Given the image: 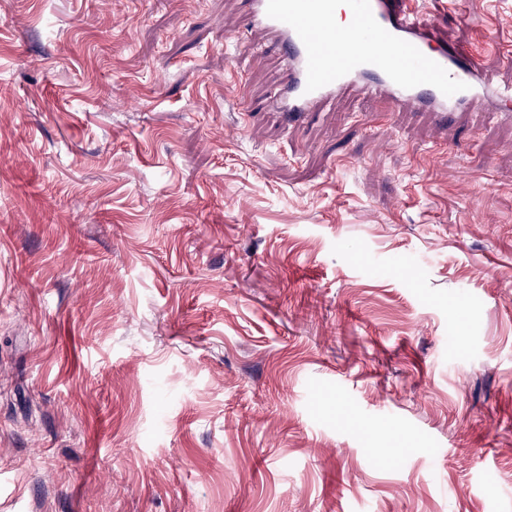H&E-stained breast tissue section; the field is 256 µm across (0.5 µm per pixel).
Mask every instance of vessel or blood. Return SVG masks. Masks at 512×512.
<instances>
[{"mask_svg": "<svg viewBox=\"0 0 512 512\" xmlns=\"http://www.w3.org/2000/svg\"><path fill=\"white\" fill-rule=\"evenodd\" d=\"M336 0H250L247 24L267 30L287 64L273 105L287 121L357 82L447 124L472 102L512 120V86H489L479 55L439 38L417 19L413 0H349L350 27L332 24Z\"/></svg>", "mask_w": 512, "mask_h": 512, "instance_id": "b4317fda", "label": "vessel or blood"}]
</instances>
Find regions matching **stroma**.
Here are the masks:
<instances>
[{"instance_id":"35a3bbf8","label":"stroma","mask_w":512,"mask_h":512,"mask_svg":"<svg viewBox=\"0 0 512 512\" xmlns=\"http://www.w3.org/2000/svg\"><path fill=\"white\" fill-rule=\"evenodd\" d=\"M247 12L0 0V512H512V122L285 124Z\"/></svg>"}]
</instances>
